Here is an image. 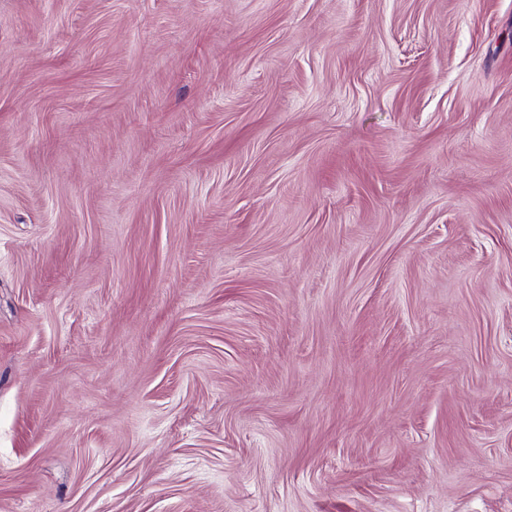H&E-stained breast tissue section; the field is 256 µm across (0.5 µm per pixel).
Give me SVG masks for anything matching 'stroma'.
I'll return each instance as SVG.
<instances>
[{
	"mask_svg": "<svg viewBox=\"0 0 512 512\" xmlns=\"http://www.w3.org/2000/svg\"><path fill=\"white\" fill-rule=\"evenodd\" d=\"M0 512H512V0H0Z\"/></svg>",
	"mask_w": 512,
	"mask_h": 512,
	"instance_id": "35a3bbf8",
	"label": "stroma"
}]
</instances>
